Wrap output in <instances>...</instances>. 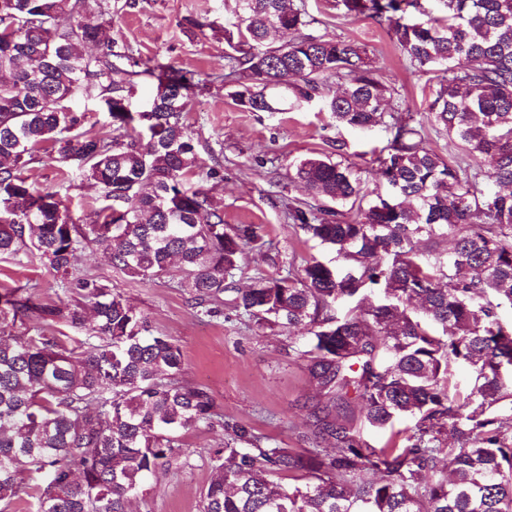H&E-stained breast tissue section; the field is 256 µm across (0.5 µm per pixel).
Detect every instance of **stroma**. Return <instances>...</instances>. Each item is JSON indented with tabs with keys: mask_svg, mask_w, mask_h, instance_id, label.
Wrapping results in <instances>:
<instances>
[{
	"mask_svg": "<svg viewBox=\"0 0 512 512\" xmlns=\"http://www.w3.org/2000/svg\"><path fill=\"white\" fill-rule=\"evenodd\" d=\"M313 23L309 33L340 37L360 45L375 67L385 96L399 119H414L427 142L444 158L460 157L456 142L436 132L428 104L436 88L434 74L412 63L389 34L386 25L369 18L352 19L335 0H303ZM235 0H91L86 21L104 23L115 50L139 63L160 62L194 73L198 85L183 114L202 169L219 168L216 178H189L203 186L224 210L228 224L263 225L279 253L271 263L265 253L246 252L235 275L237 287H249L254 277L281 274L285 264L302 266L310 258L330 260L333 254L300 229L287 223L284 205L312 202L311 192L291 181L297 161L330 152L334 140H345L368 195L387 193L377 174L372 150L387 142L379 128L353 130L332 125L317 107L283 112H246L230 96V84L215 80L224 69L229 47L224 29L234 20ZM25 176L41 188L60 191L75 223L89 224L104 204L86 172L63 168L41 157L26 166ZM82 274L121 295L148 319L155 332L171 336L185 363L184 382L206 389L226 422L266 436L283 448L313 447L309 407L317 390L298 351L300 329L277 326L259 329L237 316L229 302L215 303L205 313L190 289L179 287V269L148 280L113 267L92 249L80 258ZM32 284L46 300L60 302L66 294L53 270L36 251L0 256V293ZM221 429L198 427L183 436L186 454L160 470L132 497L130 512H200L202 489L212 474L214 453L221 448Z\"/></svg>",
	"mask_w": 512,
	"mask_h": 512,
	"instance_id": "35a3bbf8",
	"label": "stroma"
}]
</instances>
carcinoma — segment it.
Returning a JSON list of instances; mask_svg holds the SVG:
<instances>
[{
	"instance_id": "1",
	"label": "carcinoma",
	"mask_w": 512,
	"mask_h": 512,
	"mask_svg": "<svg viewBox=\"0 0 512 512\" xmlns=\"http://www.w3.org/2000/svg\"><path fill=\"white\" fill-rule=\"evenodd\" d=\"M336 0L350 18L386 24L410 60L438 72L433 126L464 155L486 156V173L426 147L424 129L387 120L384 88L360 46L303 32L295 0H236V54L224 57L231 96L248 112H280L267 90L320 101L336 125L390 135L379 174L387 198L363 205L347 143L299 160L293 179L321 204L288 203L285 218L335 253L285 276L234 287L245 251L272 250L259 224L224 223L201 188L182 113L194 74L157 63L131 69L105 28L83 20L87 0H0V255L32 246L70 299L43 301L34 288L0 293V512L27 496L30 512H127L159 469L184 455L182 433L219 427L200 512H512V0ZM426 16L409 18V10ZM291 36L267 43L271 32ZM156 88L132 109L134 77ZM343 84L332 90L328 80ZM97 97L122 138L82 129L70 107ZM87 170L110 204L77 224L60 192L39 189L20 168L40 151ZM446 240L450 251L437 250ZM144 279L179 263L197 304L229 294L258 326L302 327L300 355L322 400L316 438L336 445L299 453L224 423L209 392L183 383L184 359L169 336L121 296L78 269L86 249ZM78 339L28 322L85 323ZM471 373L469 389L452 371ZM384 429L408 417L412 433L375 448L349 416ZM448 447H443V442ZM305 472L285 488L269 478Z\"/></svg>"
}]
</instances>
